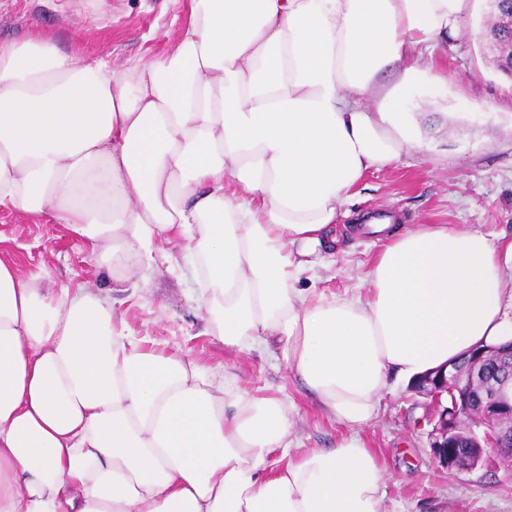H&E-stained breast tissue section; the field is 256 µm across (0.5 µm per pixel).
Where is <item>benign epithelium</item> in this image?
I'll use <instances>...</instances> for the list:
<instances>
[{"label":"benign epithelium","mask_w":512,"mask_h":512,"mask_svg":"<svg viewBox=\"0 0 512 512\" xmlns=\"http://www.w3.org/2000/svg\"><path fill=\"white\" fill-rule=\"evenodd\" d=\"M491 354L500 360L493 380L486 372ZM414 386L430 399L429 448L440 466L468 472L479 465H512V451L500 453L506 440L500 424L512 425V343L480 345L466 360H452L422 375Z\"/></svg>","instance_id":"benign-epithelium-1"}]
</instances>
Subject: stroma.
Returning a JSON list of instances; mask_svg holds the SVG:
<instances>
[{
  "label": "stroma",
  "mask_w": 512,
  "mask_h": 512,
  "mask_svg": "<svg viewBox=\"0 0 512 512\" xmlns=\"http://www.w3.org/2000/svg\"><path fill=\"white\" fill-rule=\"evenodd\" d=\"M190 0H0V48L32 30L66 53L108 68L166 52ZM482 2L472 0L461 31L438 42L434 69L408 102L412 142L387 168L369 171L345 204L342 221L397 212L409 224H457L490 236L512 234V78L496 72L475 38ZM382 240L372 232L340 241L326 268L302 287L340 296L361 287ZM89 240L51 217L0 207V260L21 273H49L55 291L84 286L98 294L135 340L234 377L257 396L288 397L289 438L297 448H333L349 430L325 412L289 370L280 350L241 352L213 334L207 294L185 240L157 239L151 261L115 282ZM427 399L407 380L384 392L360 430L387 473L383 512H512V469L469 472L440 467L429 448Z\"/></svg>",
  "instance_id": "obj_1"
}]
</instances>
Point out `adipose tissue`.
Returning a JSON list of instances; mask_svg holds the SVG:
<instances>
[{"instance_id":"obj_1","label":"adipose tissue","mask_w":512,"mask_h":512,"mask_svg":"<svg viewBox=\"0 0 512 512\" xmlns=\"http://www.w3.org/2000/svg\"><path fill=\"white\" fill-rule=\"evenodd\" d=\"M469 8L191 0L173 48L124 69L38 33L0 50V206L51 213L123 270L182 236L216 336L279 347L353 430L275 465L287 401L142 348L96 294L0 261V512H381L386 474L358 430L390 379L512 341V239L377 224L365 295L298 282L351 189L408 146L412 82Z\"/></svg>"}]
</instances>
